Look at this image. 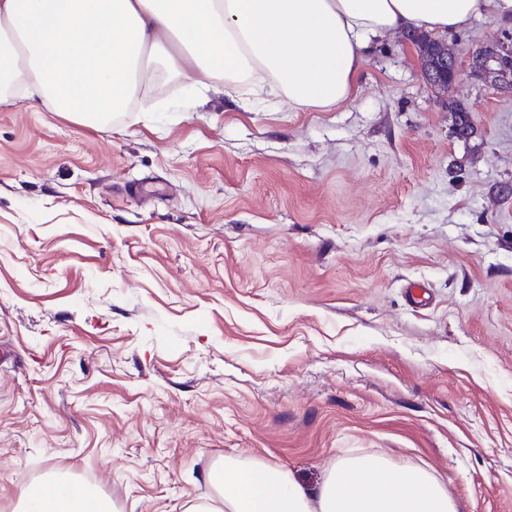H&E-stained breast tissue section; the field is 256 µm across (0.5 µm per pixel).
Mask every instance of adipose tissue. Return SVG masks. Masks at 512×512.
Segmentation results:
<instances>
[{
    "label": "adipose tissue",
    "instance_id": "obj_1",
    "mask_svg": "<svg viewBox=\"0 0 512 512\" xmlns=\"http://www.w3.org/2000/svg\"><path fill=\"white\" fill-rule=\"evenodd\" d=\"M480 17L512 20V0H0V76L87 124L126 111L163 71L201 87L244 80L328 110L354 93L372 38ZM208 481L213 496L188 512H456L435 475L383 456L339 459L314 491L229 457ZM51 486L25 492L17 512H84Z\"/></svg>",
    "mask_w": 512,
    "mask_h": 512
}]
</instances>
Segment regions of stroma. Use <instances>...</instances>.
I'll use <instances>...</instances> for the list:
<instances>
[{"label":"stroma","mask_w":512,"mask_h":512,"mask_svg":"<svg viewBox=\"0 0 512 512\" xmlns=\"http://www.w3.org/2000/svg\"><path fill=\"white\" fill-rule=\"evenodd\" d=\"M444 39V96L393 32L327 112L179 75L96 126L0 107V512L53 475L186 512L224 458L314 490L359 454L512 512V99L467 69L512 23ZM406 39L410 40L408 38ZM412 44L416 47V52L418 54L422 67L423 77L431 87H437L445 90L456 82L460 74L459 64L454 52L452 51V49L448 48V45L446 43L442 42L439 45V50L437 51V56L441 62V65L436 67L438 71L436 76L432 75L434 72H429L427 70V67L424 64L425 54L423 50L417 45H415L413 42Z\"/></svg>","instance_id":"obj_1"}]
</instances>
